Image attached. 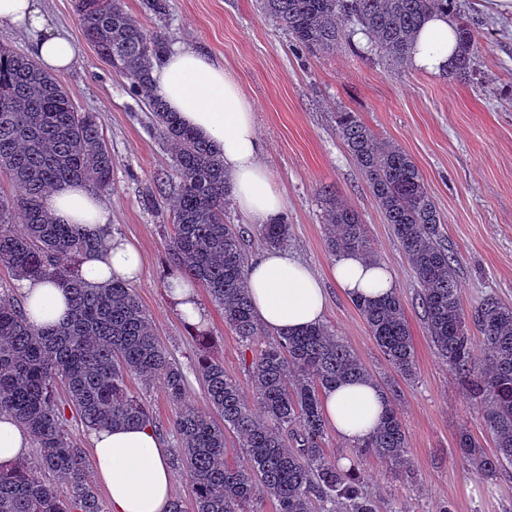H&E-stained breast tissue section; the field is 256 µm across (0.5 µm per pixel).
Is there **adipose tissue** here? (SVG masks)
Returning <instances> with one entry per match:
<instances>
[{
	"mask_svg": "<svg viewBox=\"0 0 512 512\" xmlns=\"http://www.w3.org/2000/svg\"><path fill=\"white\" fill-rule=\"evenodd\" d=\"M32 32V52L48 71H61L76 61V48L66 36L47 29L36 0H0V24ZM456 23L437 12L420 26L411 57L413 68L433 74L448 69L455 57ZM151 79L155 94L169 111L201 137L215 141L231 176V198L248 224L278 220L286 199L262 162L251 102L239 82L205 52L182 43L170 45L156 61ZM45 208L62 224L75 225L98 246L82 260L79 275L93 286L121 279L139 281L143 256L112 231L111 212L102 196L84 183H66L44 199ZM331 276L349 298L376 300L395 293L385 266L355 253L337 255ZM248 286L257 323L272 334L299 332L321 324L327 294L318 276L285 249L267 250L248 267ZM28 323L36 328L59 325L70 312V295L57 283L26 278L18 283ZM168 293L189 326L204 328L207 314L198 288L180 276L168 282ZM391 400L374 379L342 382L326 389L322 404L328 424L352 445L362 444L378 427ZM89 464L109 498L110 512H170L174 474L170 455L148 424L104 426L90 437Z\"/></svg>",
	"mask_w": 512,
	"mask_h": 512,
	"instance_id": "1",
	"label": "adipose tissue"
}]
</instances>
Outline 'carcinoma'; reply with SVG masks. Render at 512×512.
Instances as JSON below:
<instances>
[{
    "instance_id": "1",
    "label": "carcinoma",
    "mask_w": 512,
    "mask_h": 512,
    "mask_svg": "<svg viewBox=\"0 0 512 512\" xmlns=\"http://www.w3.org/2000/svg\"><path fill=\"white\" fill-rule=\"evenodd\" d=\"M456 0H257L260 14L286 31L293 46L311 55L336 51L346 33H361L370 50L396 65L408 62L421 23ZM85 39L125 75L132 93L153 112L161 139L171 145L179 180L168 244L171 265L196 282L224 311V323L249 350L264 334L255 321L247 284L244 228L224 222L230 202L223 156L185 126L153 91L150 71L166 39L148 33L122 0H77ZM453 73L472 71L481 48L474 27L458 25ZM337 132L365 177L385 223L421 285L429 341L471 399L484 407L483 422L495 444L486 455L467 430L455 447L478 475L493 478L512 466V305L487 295L470 309L458 291L456 259L440 230L441 218L423 175L409 154L379 139L354 112L337 113ZM0 175L18 189L0 197V265L16 278L60 284L72 313L61 325L35 329L22 305L0 295V413L8 412L37 447L36 461L0 467V512H104L89 478L88 458L74 445L69 424L88 430L104 425L153 422L132 394V378L164 380L167 397L180 405L173 421L179 451L174 469L193 488L189 503L172 512H258L264 498L278 512H377L364 490L358 462L344 467L323 450L328 429L321 391L371 373L324 325L284 332L246 362L258 411L242 395L240 380L224 363L197 359L206 407L184 404L187 375L155 336L129 284L90 288L79 276L83 256L96 242L45 209L46 195L62 183L84 182L112 193V155L95 112H80L69 92L32 58L0 45ZM327 247L376 260L359 214L335 191L321 190ZM270 248L290 241L281 219L258 225ZM370 335L397 377L416 376L408 320L397 293L354 301ZM482 336L483 352L472 348ZM63 383L66 396L56 386ZM391 405L379 428L358 450L400 470L410 466L397 383L386 382ZM231 431L248 463L224 456ZM62 480V495L52 478Z\"/></svg>"
}]
</instances>
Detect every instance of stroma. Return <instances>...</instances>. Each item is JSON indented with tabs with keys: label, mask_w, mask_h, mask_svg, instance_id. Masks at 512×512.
<instances>
[{
	"label": "stroma",
	"mask_w": 512,
	"mask_h": 512,
	"mask_svg": "<svg viewBox=\"0 0 512 512\" xmlns=\"http://www.w3.org/2000/svg\"><path fill=\"white\" fill-rule=\"evenodd\" d=\"M126 10L168 42L206 50L223 63L252 101L264 163L287 201L288 245L319 275L328 293L324 322L351 347L373 378L393 372L362 317L330 278L334 257L322 223L321 191L330 186L359 213L380 263L391 272L413 338L417 374L400 383L402 419L411 466L396 471L374 457L359 464L378 512H512V469L486 481L459 461L455 443L467 428L485 452H493L480 407L439 358L428 340L421 286L385 224L376 202L336 131V115L358 113L378 137L392 140L418 165L442 220L449 250L458 258L464 305L486 294L512 304V13H492L462 0L460 20L482 36L468 76L428 74L365 54L357 34L325 56L297 52L284 29L265 19L256 0H167L165 13L146 0H123ZM47 26L68 35L78 54L59 79L80 110L97 113L112 154L114 190L105 201L112 230L131 241L144 260L135 292L164 347L188 368L196 350L166 289L172 232L169 197L175 196L172 158L152 112L129 90L124 75L97 56L82 36L75 0H37ZM169 180L159 194L158 178ZM200 303L211 355L227 374L245 379L248 351L224 324V312L207 294ZM187 399L206 398L195 373L187 375ZM166 448L177 450L172 422L178 408L162 381L131 380Z\"/></svg>",
	"instance_id": "stroma-1"
}]
</instances>
